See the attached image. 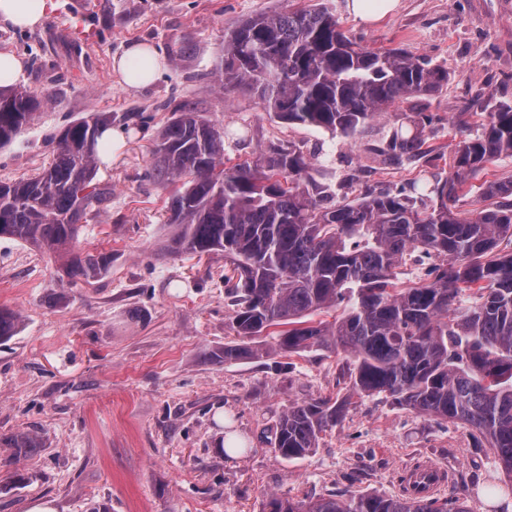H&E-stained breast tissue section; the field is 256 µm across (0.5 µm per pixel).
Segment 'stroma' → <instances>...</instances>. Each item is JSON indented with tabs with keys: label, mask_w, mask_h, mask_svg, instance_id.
<instances>
[{
	"label": "stroma",
	"mask_w": 512,
	"mask_h": 512,
	"mask_svg": "<svg viewBox=\"0 0 512 512\" xmlns=\"http://www.w3.org/2000/svg\"><path fill=\"white\" fill-rule=\"evenodd\" d=\"M321 6L358 44L447 70L428 100L419 161L396 165L379 153L394 128L415 120L410 104L346 137L278 121L256 96L215 86L231 26ZM184 41L191 50L141 90H125L112 70L131 43L167 56ZM0 52L22 57L21 86L48 100L0 148V182L34 175L63 128L92 113H111L135 134L118 162L99 164L112 203L107 215L87 213L75 245L110 253L106 274L74 283L49 253L0 239V308L20 316L16 336L0 343V436L30 431L44 441L19 464L24 486L0 476V512H267L274 496H397L419 464L447 474L442 495L470 512H512V479L483 438L385 395L354 394L342 355L210 359L233 338L224 257L167 251L173 187L144 178L171 101L195 103L220 129L226 165L255 161L273 144L300 151L323 207L449 175L457 143L512 105V0H399L374 23L355 19L347 0H52L38 27L0 21ZM336 396L349 400L345 415L313 453L286 461L261 442L294 403ZM230 434L243 452H221Z\"/></svg>",
	"instance_id": "obj_1"
}]
</instances>
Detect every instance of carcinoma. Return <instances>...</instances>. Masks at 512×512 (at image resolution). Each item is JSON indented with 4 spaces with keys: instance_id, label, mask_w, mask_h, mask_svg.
I'll return each mask as SVG.
<instances>
[{
    "instance_id": "cac0c4a2",
    "label": "carcinoma",
    "mask_w": 512,
    "mask_h": 512,
    "mask_svg": "<svg viewBox=\"0 0 512 512\" xmlns=\"http://www.w3.org/2000/svg\"><path fill=\"white\" fill-rule=\"evenodd\" d=\"M225 89L253 91L277 119L355 133L375 114L425 101L448 71L399 50H369L350 39L336 16L288 9L251 17L228 31ZM45 99L25 87L0 88V147L30 123ZM154 163L145 177L182 181L170 197L167 248L224 254L237 281L224 276L236 340L213 353L224 362L271 352L333 348L345 355L353 391L384 394L421 415L460 422L488 443L512 475V181L485 182V205L455 212L470 179L512 156V106L490 113L480 136L459 141L450 176L407 194L370 191L358 203L318 207L302 153L273 145L253 163L224 167V140L187 101L166 104ZM112 113L96 112L60 133L49 165L32 178L0 182V238L51 253L72 279L101 277L112 255H74L87 210L108 211L112 189L97 178V144ZM423 131L397 129L383 153L394 163L422 156ZM435 259L433 278L397 288L394 269L412 253ZM477 286L473 305L460 308ZM345 304L333 323L308 324L318 310ZM286 325L270 343L273 326ZM17 318L0 310V342ZM345 400H303L267 429L271 450L304 457L336 424ZM42 448L26 431L0 438V468ZM270 512H468L432 493L420 498L358 494L294 501L273 498Z\"/></svg>"
}]
</instances>
